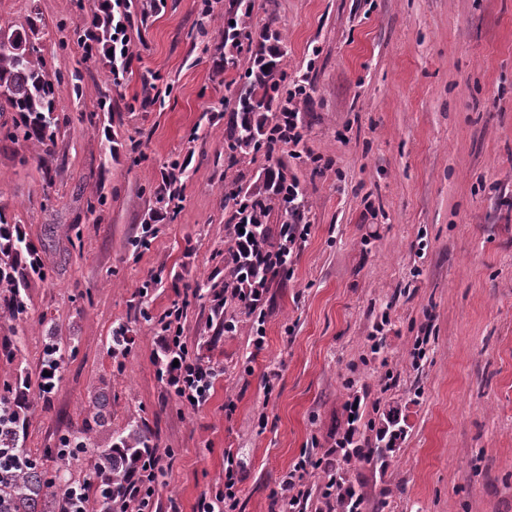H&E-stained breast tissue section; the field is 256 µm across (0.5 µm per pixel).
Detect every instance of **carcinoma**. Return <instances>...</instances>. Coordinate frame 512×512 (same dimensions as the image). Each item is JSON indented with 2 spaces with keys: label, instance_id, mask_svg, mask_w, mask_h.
<instances>
[{
  "label": "carcinoma",
  "instance_id": "carcinoma-1",
  "mask_svg": "<svg viewBox=\"0 0 512 512\" xmlns=\"http://www.w3.org/2000/svg\"><path fill=\"white\" fill-rule=\"evenodd\" d=\"M251 0H228L224 25L220 30L224 45L239 48L247 45L249 65L243 74L231 79V96L224 100V111L204 115L209 125L224 123L226 169L239 165L250 154L265 151L267 157L276 148L294 141L301 134L288 137V108L293 99L310 100L311 87L293 81L288 90V72L284 69L286 39L268 23L260 33V41L252 38ZM43 26L42 14L33 8L21 25L0 29L4 36L22 48L21 53L0 51V88L8 95L0 100V112L13 114L6 127L5 138L24 142L52 154L58 129L62 77L46 66L39 46ZM188 177L185 164L175 160L164 173L165 182L154 192L158 208L179 211L178 184ZM224 207L232 209L224 244V287L236 288L244 280L264 285L288 274L287 249L277 254L278 266H260L251 254L238 248L233 230L235 224L250 225L253 242L258 247L275 248L285 241L288 225L307 223L310 204L305 190L296 178H288L284 169L268 168L261 181L243 184L235 179L224 185ZM282 222L277 231L270 227L274 213ZM9 220L0 212V310L16 318L26 310L25 287L29 275L45 280L48 272L37 251L20 236H13ZM76 346H62L56 336L44 337V354L53 372L66 364ZM28 380L17 378L13 388L0 394V446L14 448L22 457V471L0 479V512H59L60 498L46 493L50 484L41 463L31 458L23 442L27 419L21 407L27 399ZM109 421L106 400L94 402L91 418L78 430L73 447L80 462L99 482L94 492L96 512H124L126 493L139 459L153 447L152 432L145 423L134 421L103 447L92 436L97 427Z\"/></svg>",
  "mask_w": 512,
  "mask_h": 512
}]
</instances>
